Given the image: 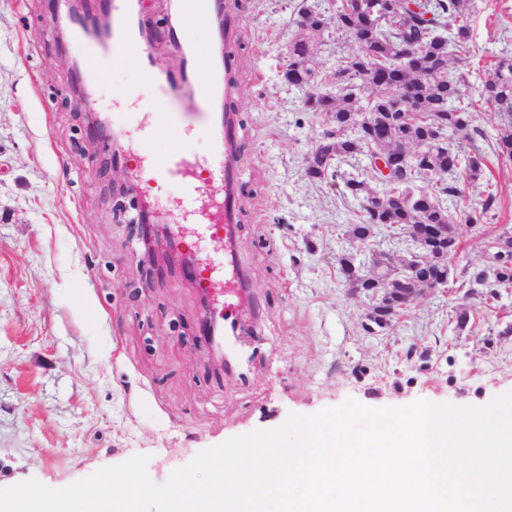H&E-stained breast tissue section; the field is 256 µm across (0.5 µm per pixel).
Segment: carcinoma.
<instances>
[{
  "instance_id": "cac0c4a2",
  "label": "carcinoma",
  "mask_w": 512,
  "mask_h": 512,
  "mask_svg": "<svg viewBox=\"0 0 512 512\" xmlns=\"http://www.w3.org/2000/svg\"><path fill=\"white\" fill-rule=\"evenodd\" d=\"M377 2L380 10L374 12L369 3L361 10L351 4L330 15L306 7L296 19L301 29L289 47L283 77L305 91L308 111L320 113L332 125L309 149L305 176L321 182L350 159L374 151L391 155L400 182L390 194L381 195L370 186L384 180L373 165L345 181L361 211L348 235L371 256V239L381 227L393 233L406 224H446L448 254L455 259L462 251L458 225L482 224L499 207V196L490 189L478 203L465 202L464 184L485 178L487 164L475 137L486 135L470 129V106L462 100L466 73L450 66V50L459 56L469 53L473 0ZM413 6L418 10L410 23L400 28L391 23L396 13ZM328 28L353 36L360 51L340 57L331 71L322 73L314 57ZM481 96L500 119L493 155L499 164H512V58L502 57L488 70ZM401 112L414 116L402 123ZM460 140L469 143L470 152L455 147ZM407 144L424 145L422 154L409 157L403 151ZM423 170L433 173L429 192L415 188ZM488 242L497 243L492 268L465 267L458 273L429 263L399 287L418 288L425 276L444 290L472 288L497 300L501 289L512 288V233L490 236ZM338 264L352 292L374 293L385 287L389 272L370 279L366 265L353 253L342 254Z\"/></svg>"
}]
</instances>
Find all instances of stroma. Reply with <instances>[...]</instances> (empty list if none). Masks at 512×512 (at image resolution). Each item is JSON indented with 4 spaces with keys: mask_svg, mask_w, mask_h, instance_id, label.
<instances>
[{
    "mask_svg": "<svg viewBox=\"0 0 512 512\" xmlns=\"http://www.w3.org/2000/svg\"><path fill=\"white\" fill-rule=\"evenodd\" d=\"M299 2L234 0L237 259L252 304L223 372L196 338L194 294L143 259L124 217L131 176L113 173L74 93L76 56L99 111L132 125L138 55L98 67L78 47L59 49L50 0H0V488L62 489L136 455L161 484L202 450L349 399L483 406L512 391V335L499 333L512 323V289L490 305L466 288L432 292L366 331L369 300L345 288L337 262L360 215L342 176L365 161L324 182L304 174L329 124L282 78ZM471 26L463 99L491 135L498 116L478 98L486 71L512 55V0H475ZM487 165L467 194L475 203L494 186L499 209L481 229L460 225V267L486 265L490 231L512 230V166L490 155ZM458 308L476 316L461 332Z\"/></svg>",
    "mask_w": 512,
    "mask_h": 512,
    "instance_id": "obj_1",
    "label": "stroma"
}]
</instances>
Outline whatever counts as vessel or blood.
Instances as JSON below:
<instances>
[{
	"label": "vessel or blood",
	"instance_id": "b4317fda",
	"mask_svg": "<svg viewBox=\"0 0 512 512\" xmlns=\"http://www.w3.org/2000/svg\"><path fill=\"white\" fill-rule=\"evenodd\" d=\"M103 5L111 17L107 37L92 36L85 21L75 20L70 24L73 39L103 65L128 48H138L141 75L153 103L152 111L143 113L134 130L113 128L103 145L131 169L129 192L134 198H144L151 183L178 185L180 215L195 224L197 239L223 240V253L200 256L176 225L166 227L175 244L192 253L193 260L185 273L208 300L201 317L202 338L211 347L223 346L226 324L234 319L238 302L248 298L235 261L239 182L237 117L231 106L237 91L233 59L238 39L235 11L230 0H170L162 21L150 23L144 18L142 0H104ZM190 12L201 26H223V51L200 56L185 35V17ZM162 38L176 48L177 63L156 54L154 45ZM187 99L193 103L189 112L182 107ZM163 128L174 132L175 148L165 157L146 161L138 153V146ZM199 139L210 142V156L195 153L193 144Z\"/></svg>",
	"mask_w": 512,
	"mask_h": 512
}]
</instances>
